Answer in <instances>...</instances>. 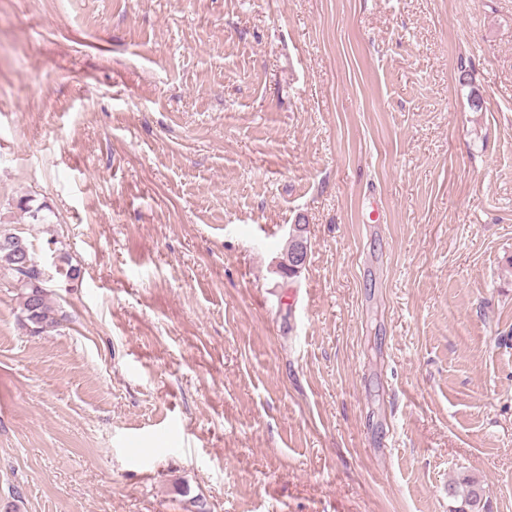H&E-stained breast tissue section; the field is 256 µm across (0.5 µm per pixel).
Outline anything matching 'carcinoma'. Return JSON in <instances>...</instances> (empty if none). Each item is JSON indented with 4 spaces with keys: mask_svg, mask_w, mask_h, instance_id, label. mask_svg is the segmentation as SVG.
Segmentation results:
<instances>
[{
    "mask_svg": "<svg viewBox=\"0 0 512 512\" xmlns=\"http://www.w3.org/2000/svg\"><path fill=\"white\" fill-rule=\"evenodd\" d=\"M31 199H22L18 208L28 214L33 224L50 223L49 216L43 214L48 206L30 205ZM21 239L26 247L31 264L23 268L18 253L16 239ZM0 277L13 280V288L19 291L20 308L24 321L35 334L55 331L65 319L61 307L52 299L47 283L51 276L38 263L32 244L21 235L11 221L0 220ZM448 495L460 500L454 512H486L484 490L477 480L464 477L448 485Z\"/></svg>",
    "mask_w": 512,
    "mask_h": 512,
    "instance_id": "1",
    "label": "carcinoma"
}]
</instances>
